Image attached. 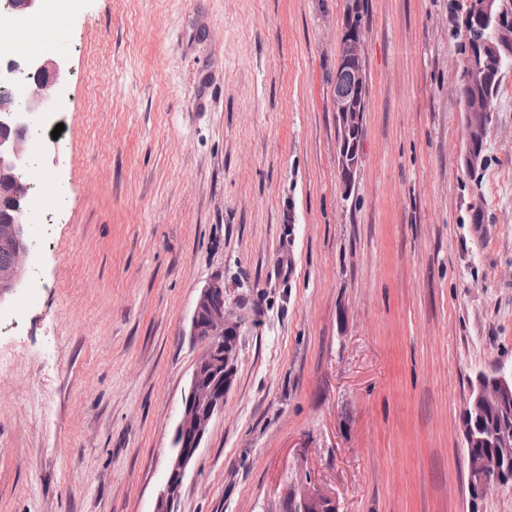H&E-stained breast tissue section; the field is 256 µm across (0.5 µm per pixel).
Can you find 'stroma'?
<instances>
[{"mask_svg":"<svg viewBox=\"0 0 512 512\" xmlns=\"http://www.w3.org/2000/svg\"><path fill=\"white\" fill-rule=\"evenodd\" d=\"M349 3L79 0L21 33L67 72L0 300V512H153L217 275L245 323L181 512H263L287 480L338 512H470L471 383L512 366V72L468 171L467 0H363L344 188ZM340 44H341L340 64L343 63L346 66L354 67L361 60V52H362L361 28H356L353 25L351 29H346L345 25L343 23ZM340 138L339 176L343 186L347 187L357 171L359 158L354 156L353 151L347 150L341 131Z\"/></svg>","mask_w":512,"mask_h":512,"instance_id":"stroma-1","label":"stroma"}]
</instances>
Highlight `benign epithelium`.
I'll return each mask as SVG.
<instances>
[{
    "mask_svg": "<svg viewBox=\"0 0 512 512\" xmlns=\"http://www.w3.org/2000/svg\"><path fill=\"white\" fill-rule=\"evenodd\" d=\"M465 17L476 24L465 25L468 40L475 53L463 58L461 104L468 118L479 117L481 124H469L465 164L469 169L481 162L472 142L483 136L493 121V90L500 85L505 71L512 67V4L508 0H468ZM340 62L353 67L361 60V29H342ZM27 65L40 75L35 91L15 105L0 103V195L17 194L15 170L23 166L31 150L30 128L40 126L55 104L53 89L66 73V61L59 57H28ZM360 92L337 93L332 109L343 117L352 108ZM359 158L340 143L339 176L348 186L358 168ZM27 224L11 214L0 212V236L17 240L12 267L0 269V300L20 283L30 252ZM241 319L224 304V282L209 280L201 288L189 325V336L200 346L173 437V451L168 474L155 503L154 512H178L184 477L196 463L201 444L210 424L224 409V398L230 388L238 356V334ZM475 400L466 415L465 439L472 445L484 444L489 451L470 464L476 475L469 479L468 495L475 507L495 487L512 485V372L499 369L491 375L476 377ZM497 405V420L485 425L480 404ZM293 501L298 512H334V500L306 486H291L265 512H284L285 503Z\"/></svg>",
    "mask_w": 512,
    "mask_h": 512,
    "instance_id": "obj_1",
    "label": "benign epithelium"
}]
</instances>
